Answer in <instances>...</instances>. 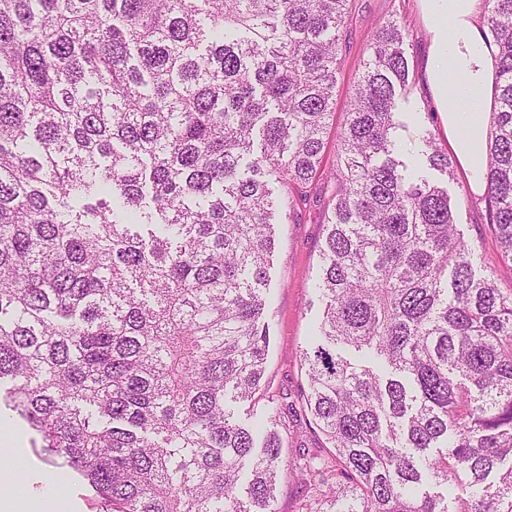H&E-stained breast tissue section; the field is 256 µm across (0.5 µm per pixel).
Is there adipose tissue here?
I'll return each instance as SVG.
<instances>
[{
	"label": "adipose tissue",
	"instance_id": "adipose-tissue-1",
	"mask_svg": "<svg viewBox=\"0 0 512 512\" xmlns=\"http://www.w3.org/2000/svg\"><path fill=\"white\" fill-rule=\"evenodd\" d=\"M431 34L425 84L448 132V141L476 192L484 190L483 149L495 62L478 20L482 0H419Z\"/></svg>",
	"mask_w": 512,
	"mask_h": 512
}]
</instances>
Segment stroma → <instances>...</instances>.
Segmentation results:
<instances>
[{"label": "stroma", "mask_w": 512, "mask_h": 512, "mask_svg": "<svg viewBox=\"0 0 512 512\" xmlns=\"http://www.w3.org/2000/svg\"><path fill=\"white\" fill-rule=\"evenodd\" d=\"M352 13L348 29L350 49L338 76L337 114L347 112L354 86L364 59L365 41L376 25L388 20L397 21L405 34L412 83L398 99L400 118L406 129L402 133L407 150L418 151L420 137L431 132L438 143L447 144L448 138L442 119L423 82L425 57L430 34L422 17L418 0H351ZM341 122H334L328 133L322 167L305 193L292 218L275 225V252L269 270L268 295L272 303L270 319V350L266 363L263 396L299 404L306 386L305 371L299 361V352L320 322L321 309L312 288L319 272L321 251L326 236V223L335 204L336 143ZM471 186L464 172H457L448 184V192L456 204V223L466 241L475 247L474 268L483 272L486 258L496 254L498 243L484 220V204L470 197ZM10 420L13 431L25 442L22 451L7 449V458H19L29 475L27 491L39 494L41 476L49 465L31 447V431L10 411L0 412ZM55 512H96L92 491L71 469H57Z\"/></svg>", "instance_id": "obj_1"}]
</instances>
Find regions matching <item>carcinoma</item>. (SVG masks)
Here are the masks:
<instances>
[{"instance_id":"cac0c4a2","label":"carcinoma","mask_w":512,"mask_h":512,"mask_svg":"<svg viewBox=\"0 0 512 512\" xmlns=\"http://www.w3.org/2000/svg\"><path fill=\"white\" fill-rule=\"evenodd\" d=\"M483 2L498 252L476 275L448 189L402 159L404 35L379 25L299 354L301 411L331 448L288 467L312 490L303 512H512V291L494 278L512 265V0ZM350 15V0H0V398L99 512H275L276 427L295 410L271 398L245 423L228 402L261 389L274 224L320 174Z\"/></svg>"}]
</instances>
